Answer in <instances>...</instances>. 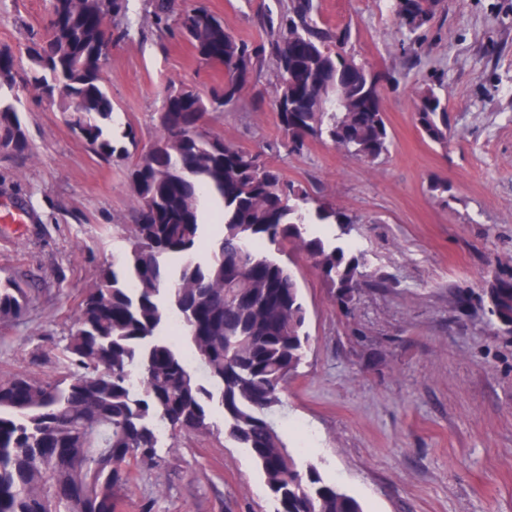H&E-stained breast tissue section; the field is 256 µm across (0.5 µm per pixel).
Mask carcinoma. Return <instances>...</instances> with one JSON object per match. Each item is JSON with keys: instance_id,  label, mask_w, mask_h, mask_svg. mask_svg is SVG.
<instances>
[{"instance_id": "cac0c4a2", "label": "carcinoma", "mask_w": 512, "mask_h": 512, "mask_svg": "<svg viewBox=\"0 0 512 512\" xmlns=\"http://www.w3.org/2000/svg\"><path fill=\"white\" fill-rule=\"evenodd\" d=\"M49 2L48 36L27 48L26 83L95 156L129 159L136 132L115 126L102 80L103 47L132 39L123 23L129 0ZM438 6L393 0L402 41L415 44ZM149 7L157 29L176 25L201 63L224 66V85L206 97L181 86L164 98L155 151L137 153L128 169L136 213L129 250L101 270L75 312L64 347L72 372L59 382L0 378V512H117L134 469L156 459L162 431H209L215 400L224 432L249 449L276 512H364L315 466L299 470L273 421L309 341L298 280L282 256L309 259L347 305L372 279L348 241L354 221L262 153L224 141L209 121L265 70L270 94L260 104L275 113L284 147L327 139L373 165L390 145L384 76L348 52L349 26L320 21L315 0L261 15L267 35L258 44L190 0L178 10L175 0ZM17 74L15 55L0 49V142L24 156ZM415 116L422 135L447 149L453 132L440 89L416 92ZM206 197L219 201L223 228L211 258L200 261ZM484 298L512 333V274H496ZM25 303L24 289L0 281L1 322L19 319Z\"/></svg>"}]
</instances>
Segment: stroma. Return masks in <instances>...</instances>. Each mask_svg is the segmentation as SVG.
<instances>
[{"instance_id": "35a3bbf8", "label": "stroma", "mask_w": 512, "mask_h": 512, "mask_svg": "<svg viewBox=\"0 0 512 512\" xmlns=\"http://www.w3.org/2000/svg\"><path fill=\"white\" fill-rule=\"evenodd\" d=\"M238 38L264 37L261 13L288 0H195ZM322 21L352 29L355 56L387 75L382 108L392 146L369 166L328 141L282 148L271 112L255 95L218 114L225 141L265 152L286 178L355 221L350 235L376 283L350 307L334 300L311 263L294 270L310 345L288 383L276 421L299 465L356 498L365 512H512V333L487 312L483 290L512 268V0H441L419 46L403 50L391 0H316ZM48 0H0V48L24 58L44 38ZM141 33L113 46L103 82L140 145L154 142L168 86L206 93L222 67L200 66L194 48L147 21V0H129ZM443 87L455 137L447 149L414 119L421 85ZM28 155L0 153V204L34 218L0 221V280L29 297L23 318L0 322V377L52 382L85 291L129 248L135 210L128 165L87 150L61 112L18 87ZM450 190L431 192L433 176ZM211 430L166 432L158 464L128 484L118 512H275L247 449Z\"/></svg>"}]
</instances>
